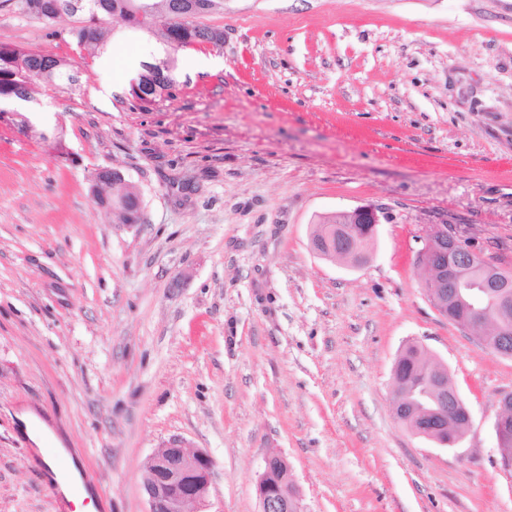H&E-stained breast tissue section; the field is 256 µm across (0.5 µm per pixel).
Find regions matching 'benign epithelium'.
Returning a JSON list of instances; mask_svg holds the SVG:
<instances>
[{
    "label": "benign epithelium",
    "instance_id": "7a95c632",
    "mask_svg": "<svg viewBox=\"0 0 512 512\" xmlns=\"http://www.w3.org/2000/svg\"><path fill=\"white\" fill-rule=\"evenodd\" d=\"M336 227L345 236L337 247L332 238L325 237L326 252L320 257L336 261V252L346 256L343 265L360 267L369 259L367 248L361 239L351 235L349 224H373L386 219L383 208L364 204L351 210L333 214ZM417 263L426 271L434 270L439 277L424 284L429 298L442 304L452 298L467 307L463 327L476 333L478 325L486 319L495 322V336H485L482 344L493 353L512 358V274L486 262L474 246L462 243L448 234L447 225L434 224L418 251ZM431 388L440 392L438 409L434 417L440 423H448L447 411L463 402L457 391H448V383L442 380V372L431 374ZM501 411L495 423L498 442L512 435V397L500 402ZM283 458L274 455L265 459L256 482L260 512H300L296 492L272 479L274 467ZM147 472L142 485L148 503L147 512H187L186 507L195 504L202 512L212 506L213 460L201 450L191 449V444L180 436L171 437L145 462Z\"/></svg>",
    "mask_w": 512,
    "mask_h": 512
}]
</instances>
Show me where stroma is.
Here are the masks:
<instances>
[{
	"label": "stroma",
	"instance_id": "1",
	"mask_svg": "<svg viewBox=\"0 0 512 512\" xmlns=\"http://www.w3.org/2000/svg\"><path fill=\"white\" fill-rule=\"evenodd\" d=\"M198 22L223 44L111 20L106 65L76 18L0 0V40L78 68L0 117V512H65L21 412L97 512H147L144 463L175 435L212 457L220 512H259L272 454L302 512H512V358L440 315L416 264L444 224L512 270V0H224ZM168 57L170 94L132 97ZM100 168L140 188L142 223L94 204ZM366 203L388 215L366 265L312 253L318 216ZM410 341L470 412L454 445L395 418ZM501 411L497 416L495 423V435L498 440V443L501 444V448L506 451L508 454L512 455V437L511 439H506L510 436V430L512 429V396H506L502 398L500 402ZM504 454L501 457V467L504 471L512 472V457L511 455Z\"/></svg>",
	"mask_w": 512,
	"mask_h": 512
}]
</instances>
